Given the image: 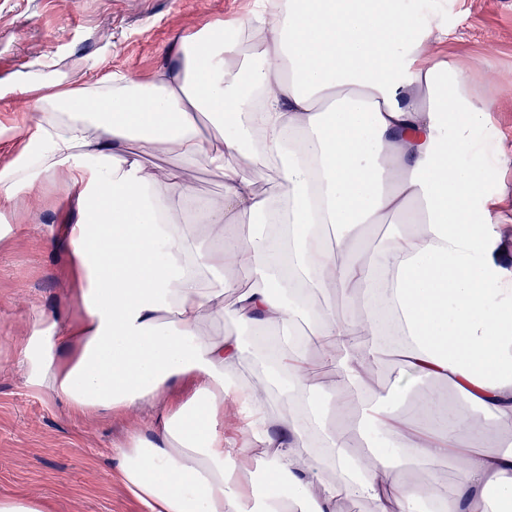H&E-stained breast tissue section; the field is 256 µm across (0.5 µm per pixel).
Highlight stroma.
I'll use <instances>...</instances> for the list:
<instances>
[{
    "label": "stroma",
    "mask_w": 512,
    "mask_h": 512,
    "mask_svg": "<svg viewBox=\"0 0 512 512\" xmlns=\"http://www.w3.org/2000/svg\"><path fill=\"white\" fill-rule=\"evenodd\" d=\"M256 0H0V85L34 74L112 69L145 77L165 65L177 41L206 23L247 16ZM443 21L440 52L476 69L512 76V0H433ZM497 130L483 139L489 163L512 157V92L487 84ZM40 208L16 200L0 213L15 233L0 242V496L51 499L56 512H143L116 476L114 449L147 432L150 412L73 424L59 399L30 391L11 365V341L41 314L68 313L65 258L41 229L67 210L57 178H46Z\"/></svg>",
    "instance_id": "1"
}]
</instances>
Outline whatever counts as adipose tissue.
<instances>
[{"instance_id":"ef3b65f1","label":"adipose tissue","mask_w":512,"mask_h":512,"mask_svg":"<svg viewBox=\"0 0 512 512\" xmlns=\"http://www.w3.org/2000/svg\"><path fill=\"white\" fill-rule=\"evenodd\" d=\"M442 30L405 0H263L182 38L149 78L62 72L0 89L29 104L0 128L16 142L0 209L57 175L77 212L43 234L78 312L40 318L13 361L72 418L156 408L117 451L144 512H336L341 497L370 512H512V440L482 446L477 426L512 424V271L479 146L494 99L486 74L442 59ZM155 154L172 165L146 166ZM200 162L224 177L201 201ZM193 205L203 247L178 222ZM338 290L359 315L311 297ZM224 320L238 335L205 328ZM393 342L405 374L454 401L425 393L412 421L386 403L371 374ZM273 399L287 416H269ZM228 404L246 442L224 434ZM441 460L457 479L436 477Z\"/></svg>"}]
</instances>
